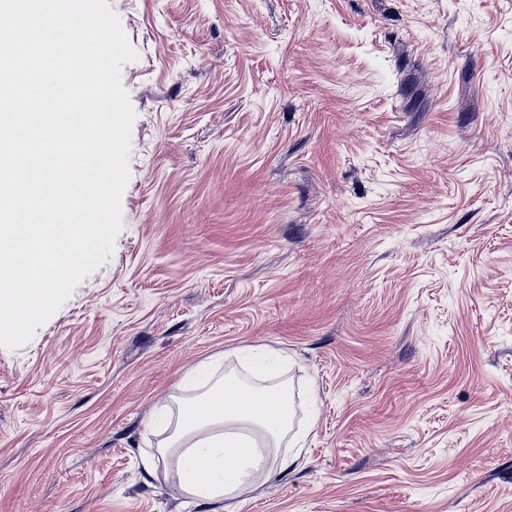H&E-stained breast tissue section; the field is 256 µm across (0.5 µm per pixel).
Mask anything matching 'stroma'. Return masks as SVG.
Segmentation results:
<instances>
[{"label": "stroma", "instance_id": "1", "mask_svg": "<svg viewBox=\"0 0 512 512\" xmlns=\"http://www.w3.org/2000/svg\"><path fill=\"white\" fill-rule=\"evenodd\" d=\"M123 225L0 347V512H512V0H109ZM282 352L297 466L144 459L192 366Z\"/></svg>", "mask_w": 512, "mask_h": 512}]
</instances>
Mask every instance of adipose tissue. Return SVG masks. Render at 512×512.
<instances>
[{
    "label": "adipose tissue",
    "instance_id": "1",
    "mask_svg": "<svg viewBox=\"0 0 512 512\" xmlns=\"http://www.w3.org/2000/svg\"><path fill=\"white\" fill-rule=\"evenodd\" d=\"M186 382L195 393L179 401L172 432L158 448L161 459L174 460L183 493L237 499L253 492L258 476L295 464L296 454L280 451L294 407L287 384L260 387L233 374L215 381L202 367Z\"/></svg>",
    "mask_w": 512,
    "mask_h": 512
}]
</instances>
